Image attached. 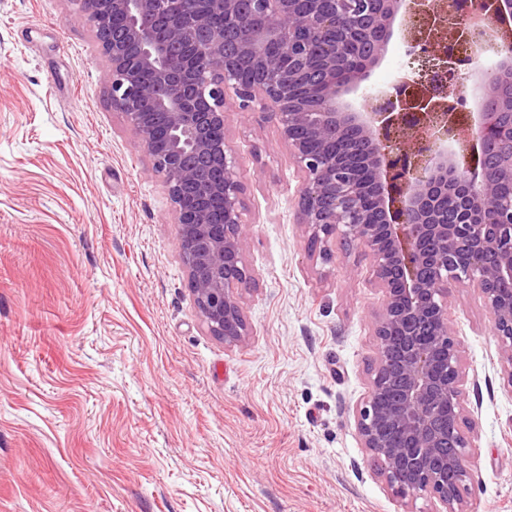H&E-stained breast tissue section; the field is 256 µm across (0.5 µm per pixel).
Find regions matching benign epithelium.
<instances>
[{"mask_svg":"<svg viewBox=\"0 0 512 512\" xmlns=\"http://www.w3.org/2000/svg\"><path fill=\"white\" fill-rule=\"evenodd\" d=\"M106 62L112 109L143 139L163 176L178 249L198 311L228 344L247 336L239 288L254 282L241 252L238 156L225 138L227 101L274 121L304 173L301 224L329 257L335 235L371 260L384 294L378 348L356 430L401 496L429 493L442 512H466L460 489L471 442L463 429L461 350L448 290L468 283L489 310L512 385V198H495L493 174L512 181V95L475 84L479 112L456 117L474 96L453 97L482 72H512V0H82ZM124 19L110 31L109 17ZM402 29L414 77L371 94L363 83ZM288 59L280 67L268 50ZM312 90L311 102L293 87ZM360 92L363 110L345 100ZM165 117L167 134L153 135ZM351 137L357 155L327 145ZM456 187L465 208L448 219ZM195 192V206L184 196ZM431 322L432 337L421 326ZM455 448L448 459L439 449Z\"/></svg>","mask_w":512,"mask_h":512,"instance_id":"benign-epithelium-1","label":"benign epithelium"}]
</instances>
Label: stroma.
Masks as SVG:
<instances>
[{
    "mask_svg": "<svg viewBox=\"0 0 512 512\" xmlns=\"http://www.w3.org/2000/svg\"><path fill=\"white\" fill-rule=\"evenodd\" d=\"M80 0H0V512H439L356 431L383 303L323 260L277 126L229 113L244 342L202 321L141 136L113 110ZM473 428L461 497L512 512V385L480 291L452 288Z\"/></svg>",
    "mask_w": 512,
    "mask_h": 512,
    "instance_id": "obj_1",
    "label": "stroma"
}]
</instances>
